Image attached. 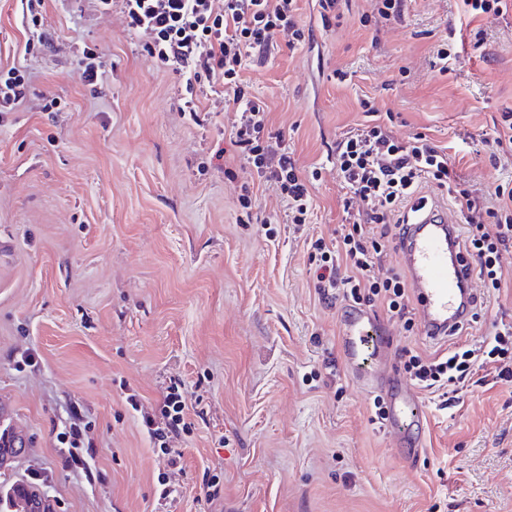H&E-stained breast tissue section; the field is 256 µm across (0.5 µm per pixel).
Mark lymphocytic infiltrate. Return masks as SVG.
I'll list each match as a JSON object with an SVG mask.
<instances>
[{"label": "lymphocytic infiltrate", "instance_id": "1", "mask_svg": "<svg viewBox=\"0 0 512 512\" xmlns=\"http://www.w3.org/2000/svg\"><path fill=\"white\" fill-rule=\"evenodd\" d=\"M132 28L147 36L145 50L158 65L185 76L180 109H198L197 86L206 81L224 87L225 103L240 111L232 135L247 163L263 183L273 186L288 205V221L306 222L311 209L312 178L282 148L283 134L269 129L263 102L250 96L240 77L245 57L266 55L286 40L304 46L311 30L299 19L297 0H122ZM336 172L347 193L336 247L312 242L313 285L321 299L343 297L357 305L383 306L406 319L412 291L403 271L382 269L381 257L409 227L391 223L411 208L422 183L448 195L461 221L456 246L488 288L504 278L503 252L512 250V184H498L483 197L457 176L448 150L418 134L397 138L380 120L346 133L336 148ZM404 370L425 388L455 395L474 368L494 363L498 374L512 377V340L505 331L478 345L462 344L447 354L403 351ZM187 393L172 384L164 397L161 422L146 420L148 434L160 442L185 427Z\"/></svg>", "mask_w": 512, "mask_h": 512}]
</instances>
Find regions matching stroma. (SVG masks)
Returning <instances> with one entry per match:
<instances>
[{"label":"stroma","instance_id":"1","mask_svg":"<svg viewBox=\"0 0 512 512\" xmlns=\"http://www.w3.org/2000/svg\"><path fill=\"white\" fill-rule=\"evenodd\" d=\"M298 6L312 45L279 44L242 72L290 155L321 170L297 228L279 193L253 183L222 86L205 88L197 116L180 111L181 76L148 57L120 0L107 12L45 0L44 43L30 53L23 0H0V67L30 78L24 101L0 112V404L28 438L6 479L38 486L54 512H512V378L483 370L446 408L420 391L424 448L404 462L340 359L348 303L319 299L307 250L339 234L333 154L368 121L363 96L393 114L397 137L448 146L478 193L512 180V155L491 153L494 122L512 108V14L471 21L460 0H407L401 22L373 30L359 23L372 0H349L327 28L316 0ZM469 25L480 40L464 39L439 73V45ZM87 48L104 63L94 86ZM339 68L351 75L341 85ZM52 97L58 111H44ZM501 263L469 342L512 325V251ZM371 313L395 370L402 349L449 347ZM174 378L196 407L162 449L142 420ZM76 414L91 448L71 467L63 434ZM163 481L174 492L161 505Z\"/></svg>","mask_w":512,"mask_h":512}]
</instances>
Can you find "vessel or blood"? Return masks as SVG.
I'll list each match as a JSON object with an SVG mask.
<instances>
[{
	"instance_id": "b4317fda",
	"label": "vessel or blood",
	"mask_w": 512,
	"mask_h": 512,
	"mask_svg": "<svg viewBox=\"0 0 512 512\" xmlns=\"http://www.w3.org/2000/svg\"><path fill=\"white\" fill-rule=\"evenodd\" d=\"M408 237L399 245L408 277L416 294L417 310L424 331L440 338L450 328L464 323L470 306L466 302L473 277L454 246L458 222L447 211L424 204L406 218ZM340 356L346 368L366 385L386 384L385 430L406 443L409 454L418 453L423 443L414 437L424 412L418 392L396 378L384 377L389 351L379 325L370 315L349 311L341 320L338 337Z\"/></svg>"
}]
</instances>
